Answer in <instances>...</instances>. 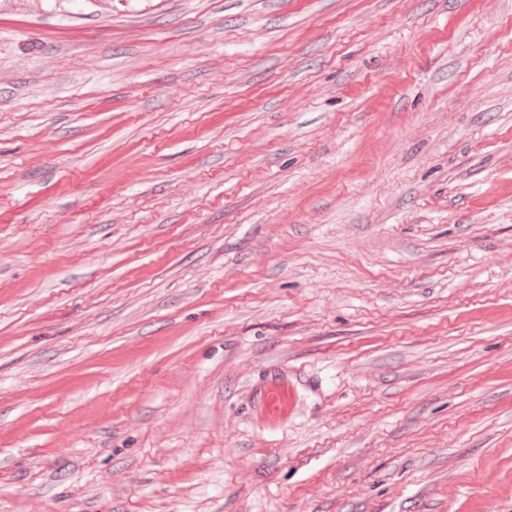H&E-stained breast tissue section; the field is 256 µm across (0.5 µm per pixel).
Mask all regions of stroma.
I'll return each instance as SVG.
<instances>
[{"instance_id": "stroma-1", "label": "stroma", "mask_w": 512, "mask_h": 512, "mask_svg": "<svg viewBox=\"0 0 512 512\" xmlns=\"http://www.w3.org/2000/svg\"><path fill=\"white\" fill-rule=\"evenodd\" d=\"M0 512H512V0L1 5ZM294 396L288 386L271 384L267 386L262 396L264 419L270 424H276L290 412Z\"/></svg>"}]
</instances>
